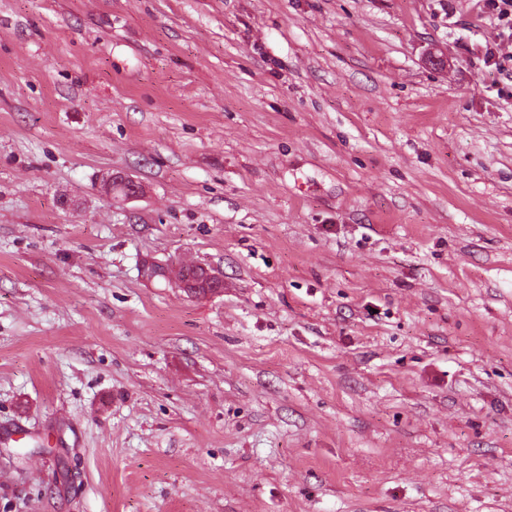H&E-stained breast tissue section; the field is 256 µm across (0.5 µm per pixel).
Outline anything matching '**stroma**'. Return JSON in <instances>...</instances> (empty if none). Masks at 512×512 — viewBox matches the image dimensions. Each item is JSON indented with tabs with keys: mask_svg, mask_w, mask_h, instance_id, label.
Segmentation results:
<instances>
[{
	"mask_svg": "<svg viewBox=\"0 0 512 512\" xmlns=\"http://www.w3.org/2000/svg\"><path fill=\"white\" fill-rule=\"evenodd\" d=\"M0 512H512L485 0H0Z\"/></svg>",
	"mask_w": 512,
	"mask_h": 512,
	"instance_id": "35a3bbf8",
	"label": "stroma"
}]
</instances>
